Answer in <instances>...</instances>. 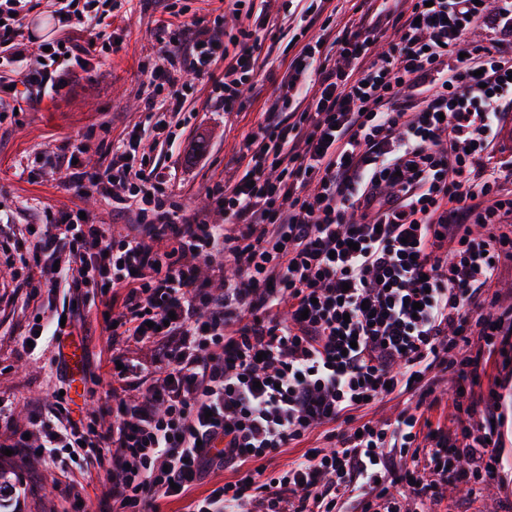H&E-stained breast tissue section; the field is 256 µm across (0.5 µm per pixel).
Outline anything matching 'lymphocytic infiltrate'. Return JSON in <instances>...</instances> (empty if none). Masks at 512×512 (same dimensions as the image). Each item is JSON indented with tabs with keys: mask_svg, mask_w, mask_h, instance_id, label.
I'll return each mask as SVG.
<instances>
[{
	"mask_svg": "<svg viewBox=\"0 0 512 512\" xmlns=\"http://www.w3.org/2000/svg\"><path fill=\"white\" fill-rule=\"evenodd\" d=\"M360 0L334 30L306 0L278 94L243 142L240 171L184 214L168 180L123 139L91 184L137 221L114 234L64 215L0 259L35 280L98 296L112 338L149 349L112 380L123 396L77 414L59 376L8 447L23 462L95 460L110 512H427L447 486L503 484L497 387L512 365V0ZM0 0V44L25 101L56 96L87 59L50 41L30 58L22 14ZM145 109L180 114L189 81L244 111L264 69L269 0H222L200 22L167 0ZM485 39H477V32ZM65 265H58L59 256ZM451 374L455 414L433 423L431 373ZM394 419L360 420L390 394ZM324 446L268 471L314 432ZM411 464L400 465L401 456ZM227 470L231 480L210 482Z\"/></svg>",
	"mask_w": 512,
	"mask_h": 512,
	"instance_id": "f902f5d3",
	"label": "lymphocytic infiltrate"
}]
</instances>
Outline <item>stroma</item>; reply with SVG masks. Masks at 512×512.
<instances>
[{"instance_id": "35a3bbf8", "label": "stroma", "mask_w": 512, "mask_h": 512, "mask_svg": "<svg viewBox=\"0 0 512 512\" xmlns=\"http://www.w3.org/2000/svg\"><path fill=\"white\" fill-rule=\"evenodd\" d=\"M51 3L32 0L30 4L28 19L36 35L85 45L87 34L81 20L56 26ZM163 17L161 7L144 12L138 0H123L112 21L118 41L93 53L87 69L73 70L68 92L23 104L17 123L0 125V209L7 211L10 223L22 228L45 223L51 212L82 211L99 224L119 228L135 223L134 214L113 211L91 184H72L65 161L74 152L84 170L105 168L112 160L113 143L143 121V70L157 62L155 32ZM261 85L260 96L243 112H226L214 105L204 84L189 92L185 110L176 119V131L183 143L203 144L200 160L186 161L180 145L146 141V152L169 174L174 199L185 211H204L208 187L235 173L240 144L276 93L272 77H263ZM27 294L9 270L0 268V414L18 424L25 423L33 405L50 402L59 367L57 342L41 343L30 355L20 350L19 340L34 314L27 305ZM37 296L43 305L58 309L67 304L76 312L74 334L84 347L86 402L111 398L112 357H134L135 348L122 341L106 347L101 310L88 307L66 287H44ZM0 477L15 488L0 512H66L68 508L56 487L61 479L58 465L34 469L20 458L4 456ZM434 512H512V479L480 495L459 487L453 497L437 502Z\"/></svg>"}]
</instances>
